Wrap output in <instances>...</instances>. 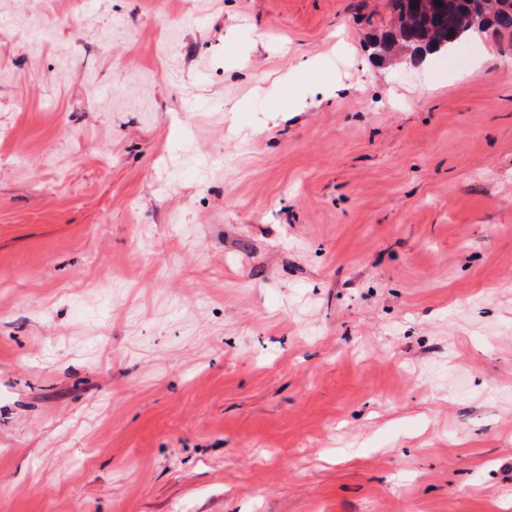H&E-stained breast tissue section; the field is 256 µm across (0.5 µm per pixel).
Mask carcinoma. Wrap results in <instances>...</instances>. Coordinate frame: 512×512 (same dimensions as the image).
Segmentation results:
<instances>
[{"mask_svg": "<svg viewBox=\"0 0 512 512\" xmlns=\"http://www.w3.org/2000/svg\"><path fill=\"white\" fill-rule=\"evenodd\" d=\"M420 8L412 0H387L393 31L375 40L374 54L392 55L403 48L422 47L428 53L446 51L474 34L491 32L512 37V0H485L491 19L472 22L465 0H427Z\"/></svg>", "mask_w": 512, "mask_h": 512, "instance_id": "1", "label": "carcinoma"}]
</instances>
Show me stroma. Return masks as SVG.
<instances>
[{"label":"stroma","instance_id":"obj_1","mask_svg":"<svg viewBox=\"0 0 512 512\" xmlns=\"http://www.w3.org/2000/svg\"><path fill=\"white\" fill-rule=\"evenodd\" d=\"M389 27L0 0V512H512V38Z\"/></svg>","mask_w":512,"mask_h":512}]
</instances>
